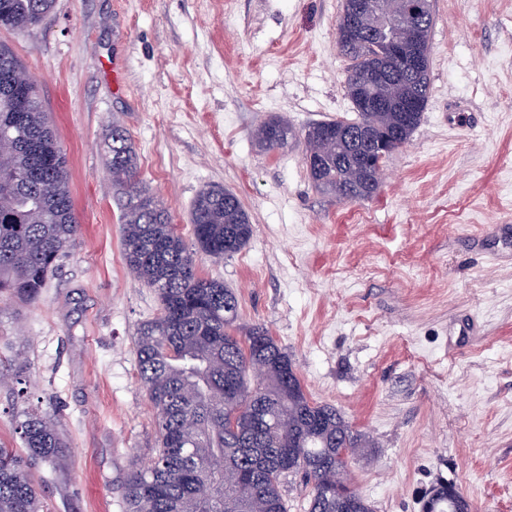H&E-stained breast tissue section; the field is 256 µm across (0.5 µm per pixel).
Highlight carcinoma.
Segmentation results:
<instances>
[{
	"mask_svg": "<svg viewBox=\"0 0 512 512\" xmlns=\"http://www.w3.org/2000/svg\"><path fill=\"white\" fill-rule=\"evenodd\" d=\"M55 0H0V25L20 33L35 28ZM351 60L345 89L353 105L367 93L365 73L383 65L392 99L418 98L406 137L426 107L429 63L409 77L397 59L380 60L361 41L340 44ZM21 68L0 46V136L33 141L0 155V296L21 303L40 297L58 260L75 246V216L61 146L38 90H5V76ZM393 112H360L355 123L390 130ZM292 134L272 117L255 132L258 144L280 148ZM112 188L122 201L124 251L129 269L157 295L159 313L134 337L138 375L157 421L153 460L120 487L125 512H288L281 485L290 474L312 484L308 512H374L346 478L348 459L371 447L332 406L309 400L288 353L259 326L238 332L239 301L218 278L197 273L194 250L222 260L238 253L253 233L237 194L208 185L191 211L194 248L177 233L166 208L138 179V158L127 132L114 125L105 139ZM355 148L320 139L307 152L330 161L326 190L356 202L373 197L364 173L350 166ZM24 454L0 445V512H42L30 466L65 463L64 441L52 420L25 413L18 424ZM425 512H456L445 486L434 489Z\"/></svg>",
	"mask_w": 512,
	"mask_h": 512,
	"instance_id": "1",
	"label": "carcinoma"
}]
</instances>
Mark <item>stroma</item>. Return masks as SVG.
Wrapping results in <instances>:
<instances>
[{"label":"stroma","mask_w":512,"mask_h":512,"mask_svg":"<svg viewBox=\"0 0 512 512\" xmlns=\"http://www.w3.org/2000/svg\"><path fill=\"white\" fill-rule=\"evenodd\" d=\"M429 93L376 194L317 189L314 123L355 119L337 42L342 0H56L21 34L66 154L81 224L39 300H0V444L24 412L53 419L66 462L36 469L44 512H125L153 455L133 337L159 308L124 259L104 136L129 133L139 177L184 239L198 191L235 192L253 234L200 274L266 328L307 396L372 446L347 473L376 512H422L454 484L472 512H512V0H432ZM279 117L275 151L255 128ZM292 134L288 123L277 117H272L261 123L255 132L258 144L267 149L283 147L288 143V136Z\"/></svg>","instance_id":"stroma-1"}]
</instances>
